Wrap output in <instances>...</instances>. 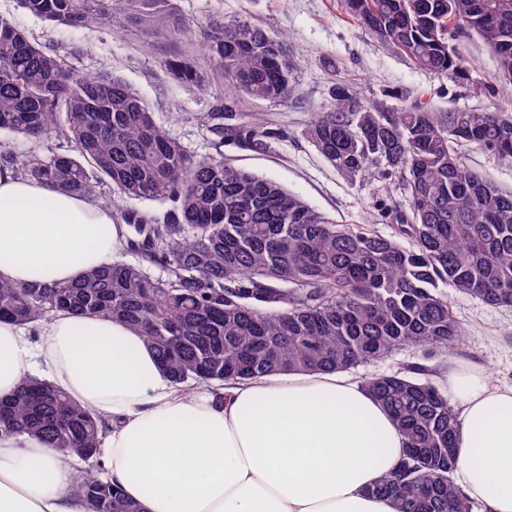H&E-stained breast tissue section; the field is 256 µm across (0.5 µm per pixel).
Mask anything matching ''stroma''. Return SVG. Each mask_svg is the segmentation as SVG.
I'll use <instances>...</instances> for the list:
<instances>
[{
    "label": "stroma",
    "mask_w": 512,
    "mask_h": 512,
    "mask_svg": "<svg viewBox=\"0 0 512 512\" xmlns=\"http://www.w3.org/2000/svg\"><path fill=\"white\" fill-rule=\"evenodd\" d=\"M178 6L191 25H204L215 13L240 16L266 30L285 34L295 47L299 59L298 97L285 104H238L242 113L262 114L280 127V137L267 150L258 153L222 143L202 126L201 117L223 111L231 96L224 80H216L211 93L197 95L159 66L160 56L180 53L204 62L196 42L171 38L147 53L142 49L145 36L134 26L120 36L108 29L90 32L58 27L29 14L17 0H0V15L12 19L38 45L64 55L76 74L117 77L131 85L151 104L155 120L191 151L202 156H224L238 167L278 182L339 223L371 228L386 236L396 233L395 223L385 219L382 211L383 205L400 198L393 182L344 176L305 136L314 114L330 101L336 84H352L367 100L386 107L399 106L419 95L430 97L433 106L442 112L490 105L483 88L492 82L496 63L476 39L468 54L470 82L457 88L368 34L344 12L341 0H178ZM444 291L467 331L466 342L456 352L436 349L425 355L410 348L356 368L355 376L392 373L416 364L438 373L460 365L486 372L490 384L512 386V307L488 306L449 285Z\"/></svg>",
    "instance_id": "1"
}]
</instances>
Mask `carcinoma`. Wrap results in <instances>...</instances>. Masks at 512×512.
Instances as JSON below:
<instances>
[{"label":"carcinoma","instance_id":"carcinoma-1","mask_svg":"<svg viewBox=\"0 0 512 512\" xmlns=\"http://www.w3.org/2000/svg\"><path fill=\"white\" fill-rule=\"evenodd\" d=\"M56 26H141L154 39L200 38L209 68L187 55L158 63L193 92L210 75L254 101L298 95L288 37L245 19L213 15L199 31L177 23V0H18ZM370 34L455 86L468 80L459 41L478 34L496 59L489 94L512 90V0H343ZM68 149L41 158L0 154L26 177L74 194L105 180L121 199L169 203L159 216L126 211L130 263L90 269L58 285L0 281V321L32 325L51 313L119 320L145 338L176 384L194 386L288 371L351 370L414 347L452 352L466 333L445 280L491 307L512 306V192L464 151L512 160V117L501 109L435 112L414 102L383 109L348 83L336 86L307 135L350 178L377 174L405 193L408 208H384L407 249L376 230L339 224L275 181L200 157L158 124L144 97L119 78L78 76L0 16V132ZM228 142L264 149L259 119L215 128ZM164 269L153 277L148 266ZM426 369L366 376L369 394L405 436L397 465L373 491L398 512H471L454 481L458 412ZM105 423L44 379L24 377L0 399V433L28 435L90 464L71 493L91 512H139L100 477Z\"/></svg>","mask_w":512,"mask_h":512}]
</instances>
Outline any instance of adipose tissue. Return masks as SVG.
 <instances>
[{"label": "adipose tissue", "mask_w": 512, "mask_h": 512, "mask_svg": "<svg viewBox=\"0 0 512 512\" xmlns=\"http://www.w3.org/2000/svg\"><path fill=\"white\" fill-rule=\"evenodd\" d=\"M113 210L0 166V280L53 284L121 257ZM42 374L109 424L105 477L140 512H396L373 494L396 464L399 428L361 381L288 372L186 389L123 323L58 311L0 322V398ZM460 401L459 471L483 512H512V387L449 374ZM73 461L0 436V512H89Z\"/></svg>", "instance_id": "1"}]
</instances>
